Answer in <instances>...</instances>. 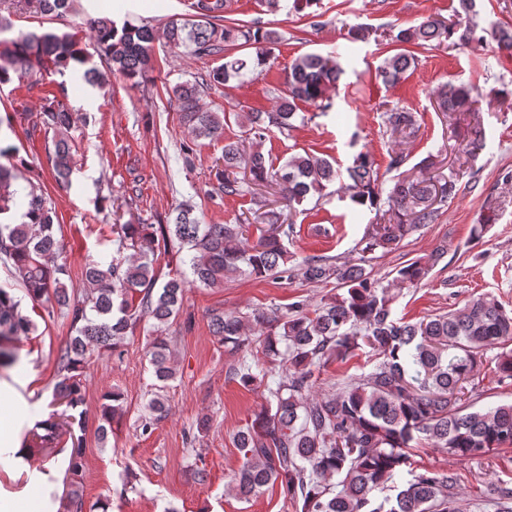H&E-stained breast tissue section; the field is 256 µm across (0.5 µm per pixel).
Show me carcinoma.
<instances>
[{
    "instance_id": "1",
    "label": "carcinoma",
    "mask_w": 512,
    "mask_h": 512,
    "mask_svg": "<svg viewBox=\"0 0 512 512\" xmlns=\"http://www.w3.org/2000/svg\"><path fill=\"white\" fill-rule=\"evenodd\" d=\"M34 2L40 13L61 19L70 12L73 0ZM198 9L195 16L173 19L165 28L166 39L175 47L224 57V63L207 78L179 83L173 89L179 119L191 143L222 137L224 123L230 119L249 138L262 141L274 128L281 132L292 128L291 120L301 103L314 104L323 113L330 108L327 92L344 70L336 56L306 53L288 67L285 93L272 110L203 109L199 98L209 84L248 82L271 66L272 50L281 36L270 26L224 23V0H199ZM86 25L113 72L133 86L149 81L155 40L150 26L128 21L119 26L107 17L89 18ZM488 37L500 49L512 50V29L499 26L486 33L474 24L464 26L459 20L438 16L399 30L394 41L431 47L454 38L464 44H482ZM0 58L1 85L48 65L63 71L73 62L88 63L73 36L54 32L22 34L0 51ZM414 63L411 53H395L378 67L379 78L385 84H396ZM475 91L468 84L445 83L436 91L438 107L450 114L469 112ZM382 117L394 134L409 138L417 132L415 116L404 107H388ZM37 124L52 134L56 182L69 184L73 118L66 101L53 96L39 113ZM21 167L33 169L24 159L18 166L0 164V214L17 205L12 183ZM241 170L250 178L239 177ZM344 176L347 182L341 188L351 201L370 210L384 207L389 215L388 222L368 228L357 246L361 253L357 264L340 266L323 256L290 263L284 239L293 235L294 225L281 223V213L268 207L265 197L254 196L255 222L269 225L254 244L246 236L248 224H204L190 206L181 208L170 224L111 225L121 258L87 257L82 293L69 290L63 280L66 268L57 262L62 245L55 237L51 202L29 191L27 220L0 224V264L32 299L65 311L76 332L60 353V374L53 392V398L65 401L66 413L60 420L51 417L36 424L34 444L51 448L64 436L75 439V428L82 429L85 423V412L80 410L85 403L81 375L93 353L117 352L124 336L134 332L146 315L158 329L167 325L178 315L190 282L219 288L228 273L280 284L298 276L313 283L334 279L345 292L322 302L312 315L301 300L288 304L281 314H253V322L280 329L264 337L261 345L266 357L279 361L281 372L275 387L268 388L275 409L258 414L251 426L235 436L244 460L229 488L247 500L278 481L288 496L303 499L302 512H457L455 479L446 473L408 468L405 449L423 440L451 454L476 458L512 445V404L472 411L461 402L463 384L479 372L487 347L512 342V316L497 299L483 295L415 323L395 318L391 290L418 285L444 257L441 249L426 259L404 262L387 286L366 269L376 250H396L416 228L437 223L441 205L457 194L455 180L444 176L436 185L422 175L403 178L386 192L368 151L359 153L342 174L329 159L309 152L293 155L276 167L261 151H248L238 141L224 144L222 162L216 164L217 190L224 195L273 184L290 211L310 197L322 199L327 186ZM160 239L191 252L193 280L182 275L159 283L155 246ZM126 250L131 254L124 257ZM136 292L142 294L137 305L132 302ZM210 327L213 335L237 350L251 345L244 316L216 312L210 317ZM34 330L19 303L0 288V365L14 360L8 347L11 339ZM364 345L378 356L373 371L350 379L336 395L308 398L321 364L330 359L343 362ZM149 364L157 385L139 424L144 435L165 416V389L175 378L166 337L157 336L151 342ZM123 414L122 394L106 393L96 413L101 445L107 443L112 422ZM377 491L389 495L378 501Z\"/></svg>"
}]
</instances>
